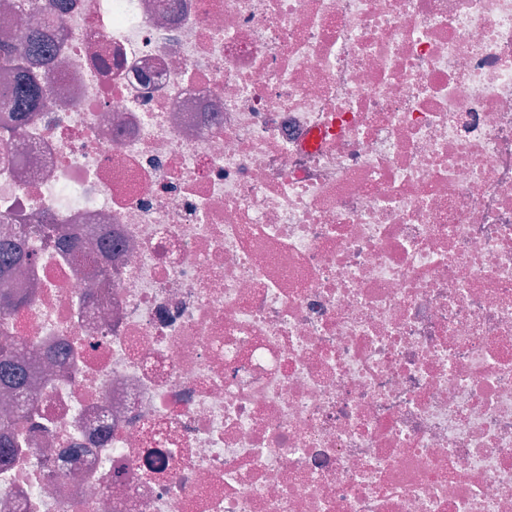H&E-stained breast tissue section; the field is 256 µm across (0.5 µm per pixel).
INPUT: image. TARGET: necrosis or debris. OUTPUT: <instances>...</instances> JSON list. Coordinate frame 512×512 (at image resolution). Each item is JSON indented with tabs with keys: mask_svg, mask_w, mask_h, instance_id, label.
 <instances>
[{
	"mask_svg": "<svg viewBox=\"0 0 512 512\" xmlns=\"http://www.w3.org/2000/svg\"><path fill=\"white\" fill-rule=\"evenodd\" d=\"M66 3L0 512H512V0Z\"/></svg>",
	"mask_w": 512,
	"mask_h": 512,
	"instance_id": "necrosis-or-debris-1",
	"label": "necrosis or debris"
}]
</instances>
